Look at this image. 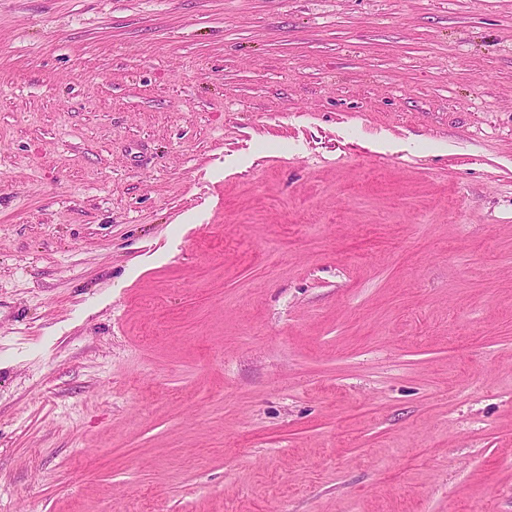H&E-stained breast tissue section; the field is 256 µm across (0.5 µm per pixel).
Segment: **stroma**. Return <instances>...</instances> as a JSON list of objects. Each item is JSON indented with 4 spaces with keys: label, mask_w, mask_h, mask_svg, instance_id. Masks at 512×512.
I'll return each mask as SVG.
<instances>
[{
    "label": "stroma",
    "mask_w": 512,
    "mask_h": 512,
    "mask_svg": "<svg viewBox=\"0 0 512 512\" xmlns=\"http://www.w3.org/2000/svg\"><path fill=\"white\" fill-rule=\"evenodd\" d=\"M0 512H512V0H0Z\"/></svg>",
    "instance_id": "35a3bbf8"
}]
</instances>
